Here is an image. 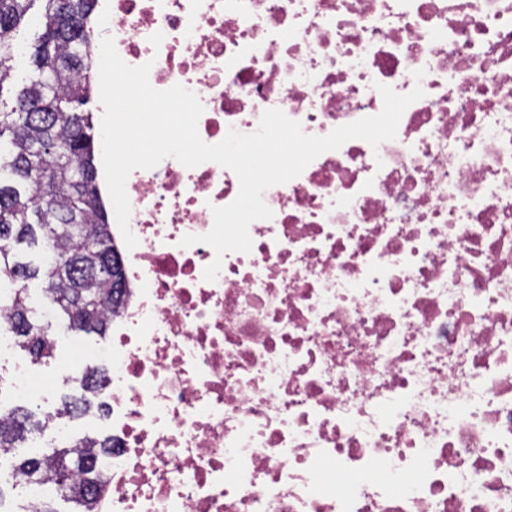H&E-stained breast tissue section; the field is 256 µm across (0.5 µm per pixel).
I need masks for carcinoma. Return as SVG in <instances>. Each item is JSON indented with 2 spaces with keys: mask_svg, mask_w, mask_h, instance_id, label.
Here are the masks:
<instances>
[{
  "mask_svg": "<svg viewBox=\"0 0 512 512\" xmlns=\"http://www.w3.org/2000/svg\"><path fill=\"white\" fill-rule=\"evenodd\" d=\"M36 1L42 9L33 16ZM94 7L95 0H0V313L15 343L35 361L50 357L54 342L29 305V284H43L46 304L69 329L100 335L121 294L122 281L98 276L105 256L119 254L97 189L92 117L82 110L91 95ZM23 47L30 51V74L8 103L4 84ZM76 228L85 239L79 246L71 236ZM21 245L38 250L39 262L17 259ZM32 418L20 407L5 410L0 448L20 447L54 420ZM83 443L112 447L109 437L73 440L50 458L20 459L13 477L69 487L94 464Z\"/></svg>",
  "mask_w": 512,
  "mask_h": 512,
  "instance_id": "cac0c4a2",
  "label": "carcinoma"
}]
</instances>
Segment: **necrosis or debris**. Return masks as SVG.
Wrapping results in <instances>:
<instances>
[{"instance_id": "obj_1", "label": "necrosis or debris", "mask_w": 512, "mask_h": 512, "mask_svg": "<svg viewBox=\"0 0 512 512\" xmlns=\"http://www.w3.org/2000/svg\"><path fill=\"white\" fill-rule=\"evenodd\" d=\"M119 56L182 85L219 143L425 95L264 193L215 259L214 162L126 181V293L96 388L94 512H512V0H97ZM424 70L415 80V70Z\"/></svg>"}]
</instances>
